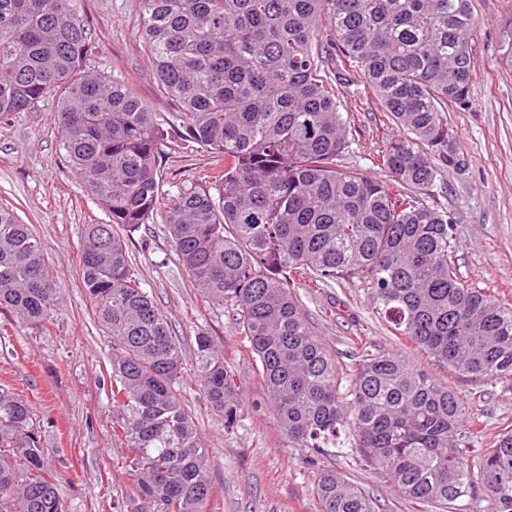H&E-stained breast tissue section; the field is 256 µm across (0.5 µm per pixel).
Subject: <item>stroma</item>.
Instances as JSON below:
<instances>
[{
	"label": "stroma",
	"instance_id": "stroma-1",
	"mask_svg": "<svg viewBox=\"0 0 512 512\" xmlns=\"http://www.w3.org/2000/svg\"><path fill=\"white\" fill-rule=\"evenodd\" d=\"M85 7L96 44L92 67L133 83L151 103L156 124L170 132L159 159L158 205L148 223L133 233L127 250L142 288L182 344L176 390L210 450L214 496L207 512H320L307 449L289 447L272 414L258 407L262 383L238 332L234 308L204 301L172 246L166 211L184 189L207 177L212 158L176 133L177 107L159 95L152 64L142 51L139 0H85ZM473 12L477 25L469 44L475 76L469 101L448 114L467 163L444 169L427 202L456 217L463 279L512 308V66L504 60L502 38L512 0H473ZM336 98L350 131L344 169L384 179L376 163L377 147L397 135V128L365 89L340 85ZM0 204L33 226L60 279L59 298L42 324L0 309V384L32 405L66 512H154L152 505L132 496L133 478L122 464L126 450L112 438V341L95 321L81 283L84 229L107 223L108 214L59 152L55 99L0 121ZM297 293L340 373H350L363 353H398L468 402L477 421L475 447H484L512 426V378L472 381L437 365L385 325L362 281L301 287ZM201 331L223 345L235 374L241 422L232 432L209 410L194 379L193 348ZM325 463L362 486L386 512H414L391 482L363 470L350 449H333Z\"/></svg>",
	"mask_w": 512,
	"mask_h": 512
}]
</instances>
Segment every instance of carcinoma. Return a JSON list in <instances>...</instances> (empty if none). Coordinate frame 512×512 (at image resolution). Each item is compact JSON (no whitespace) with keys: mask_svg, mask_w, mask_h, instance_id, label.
Wrapping results in <instances>:
<instances>
[{"mask_svg":"<svg viewBox=\"0 0 512 512\" xmlns=\"http://www.w3.org/2000/svg\"><path fill=\"white\" fill-rule=\"evenodd\" d=\"M471 0H139L158 92L212 172L166 213L178 261L211 303L240 315L269 409L293 448L316 456L346 436L359 462L418 506L462 496L512 512V429L471 443L466 407L396 353H364L340 391L336 360L296 293L363 280L417 349L474 380L512 377V309L462 280L450 211L426 203L466 159L448 110L468 102ZM329 26L336 67L321 36ZM84 0H0V120L57 99L59 149L105 207L89 224L81 280L112 339V438L138 497L157 512H207L210 451L180 404L181 343L141 288L126 240L159 194L164 131L128 82L87 65ZM364 86L401 134L378 150L383 183L339 168L349 148L336 85ZM59 292L30 224L0 205V306L31 324ZM194 373L207 406L237 428L234 373L206 332ZM30 405L0 385V512H64ZM320 512H379L364 489L320 468Z\"/></svg>","mask_w":512,"mask_h":512,"instance_id":"1","label":"carcinoma"}]
</instances>
